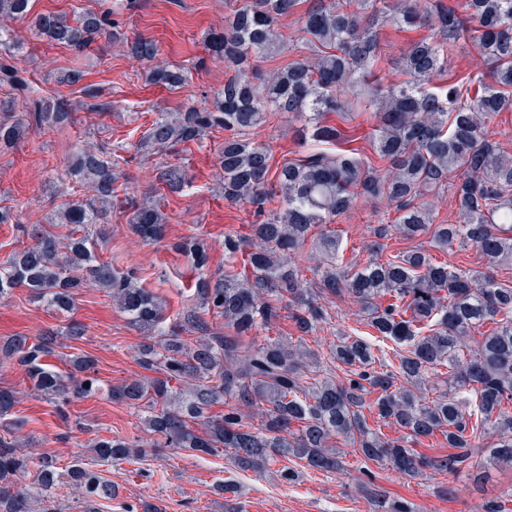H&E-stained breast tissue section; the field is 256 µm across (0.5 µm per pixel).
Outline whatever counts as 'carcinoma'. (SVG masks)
<instances>
[{
  "mask_svg": "<svg viewBox=\"0 0 512 512\" xmlns=\"http://www.w3.org/2000/svg\"><path fill=\"white\" fill-rule=\"evenodd\" d=\"M305 0H240L224 32L205 38L206 49L224 59L229 76L208 107L188 106L161 112L140 141L144 149H174L224 132L218 165L224 200L252 207L249 235L224 233V262L217 277L208 273L209 252L196 238H182L168 248L184 254L195 271V304L166 324L162 302L139 285L136 273L120 272L95 251L94 227L107 224L119 202L127 207L129 226L144 241L165 238L166 215L160 205L139 202L118 183L116 156L86 145L74 147L73 162L61 181L73 180V192L53 210L50 224L23 228L33 245L0 264V303L18 288L62 314L74 309L77 291L95 287L110 294L119 312L143 329L137 347L141 367L157 374L126 380L107 389L143 416L158 440L140 443L125 437H97L88 447L96 465L138 463L155 458L160 448H179L212 456L228 450L239 472L260 474L283 459L279 476L299 480L302 470L341 473L342 442L363 464L376 463L415 477L425 468L457 475L482 464H512V283L491 270L512 261V158L491 142L488 122L512 110V0H464L466 16L442 0L422 12L416 0H313L301 16L300 48L305 53L273 73L257 60L285 50L279 21ZM30 0H0V19L30 18L40 39L83 52L103 34L121 37L116 11L86 12L75 20L61 14L30 15ZM429 27L433 37L410 43L397 59L399 83L379 77L376 25ZM472 24L471 38L493 64L491 81L457 78L448 68V50ZM125 41V40H123ZM127 52L144 61L158 55L154 42L133 38ZM24 45L4 38L0 27V87L27 95L28 117L0 116V150L17 143L29 127L56 130L73 121L74 108L52 95L32 93L18 64ZM180 67L157 66L151 81L169 89L186 84ZM82 105L110 108L95 84L82 87ZM376 107L382 124L373 150L386 169L357 157L352 149L334 156L309 154L273 166L269 147L250 131L275 114L304 122L311 137L341 143L342 131L322 121L329 113L349 115ZM158 183L172 193L182 190L181 169L167 166ZM448 189L460 222L435 223L424 195ZM124 197H119V193ZM385 199L398 212L397 224H379L374 235L395 230L406 239L430 234L434 248H476L485 270L450 266L414 247L397 255L378 253L362 266L339 264L340 238L330 224L349 213L358 197ZM280 201L275 206L273 202ZM323 260L308 279L288 263V254L307 245ZM243 256L242 270L235 260ZM356 298L374 338L396 345L394 361L379 356L380 346L360 336L341 335L321 351L304 345L305 336L327 321L321 300ZM288 311L296 337L267 336ZM224 320L214 327L207 316ZM86 327L68 320L63 330L0 339V366L17 363L27 370L34 394L61 408L101 391L95 359L69 358L70 369L57 372L47 363L57 336L79 341ZM341 368L343 376L327 373ZM447 369L444 389L431 392L430 372ZM17 398L0 390V425L18 430L24 420L12 417ZM222 404L224 413L212 408ZM391 424L404 436L390 439L370 426L367 413ZM261 424H252L254 416ZM442 435L452 453L430 457L414 449ZM493 442L486 444L487 435ZM303 462L297 469L295 461ZM92 464V465H94ZM77 458L66 467L51 456L19 452L14 438L0 436V512H32L59 486L88 502L119 497L118 487ZM31 475L27 485L20 483ZM367 496L383 494L374 483ZM225 512H237L241 489L232 479L216 485ZM384 501V500H382ZM385 512H415L405 499L384 501Z\"/></svg>",
  "mask_w": 512,
  "mask_h": 512,
  "instance_id": "1",
  "label": "carcinoma"
}]
</instances>
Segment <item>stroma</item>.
Here are the masks:
<instances>
[{
	"label": "stroma",
	"mask_w": 512,
	"mask_h": 512,
	"mask_svg": "<svg viewBox=\"0 0 512 512\" xmlns=\"http://www.w3.org/2000/svg\"><path fill=\"white\" fill-rule=\"evenodd\" d=\"M237 0H128L120 9L123 29L128 36L148 38L157 44V63L181 65L189 69L187 84L170 90L150 80L147 64L129 58L120 42L98 39L89 50L76 53L61 45L30 36L28 20L12 22L15 37L25 42L28 77L42 93L63 97L77 105L76 121L55 131L30 129L14 148L0 151V206L17 213L13 224H0V263L32 240L23 235L25 225L41 224L61 202L63 174L76 143L97 147L123 143L120 165L121 182L131 186L138 200L160 202L168 216V241L195 236L207 245L211 271H224V233L245 232L253 216L249 206L225 201L217 167V148L224 140L215 133L198 144L185 146L172 156L166 152L140 150L138 142L153 118L160 112H178L182 108L210 105L214 92L223 87L228 72L223 59L213 57L204 47L208 33L223 31L227 17ZM382 57V74L399 80L394 67L402 49L420 38V31H402L382 23L377 27ZM71 70L83 73L82 83L63 82ZM99 86L105 98L113 100L109 112L82 109L83 84ZM328 123L337 126L356 148L359 156L374 160L371 140L381 123L376 112L355 117L329 115ZM300 124L279 114L253 132L255 140L267 143L274 162L294 161L320 151L336 154L333 144L319 145L299 132ZM175 165L182 169L185 186L171 194L158 188L156 169ZM397 214L387 202L358 200L345 216L336 219L341 232L342 261L366 262L365 246L372 239L378 222L393 223ZM103 258L120 271H136L165 307L169 318H176L194 302V278L187 259L164 244L149 245L128 225V216L114 210L106 237L100 245ZM329 317L315 333L307 336L310 348L335 342L337 332L367 336L359 304L352 296L324 300ZM87 333L81 341H63L49 362L62 368L69 355L86 352L97 360V375L105 390L123 381L144 377L136 357V345L142 331L130 325L108 295L96 288L79 291L72 314ZM64 322L43 303L34 301L27 289H18L0 304V337L36 336ZM0 389L10 390L18 398L16 416L26 421L17 433L35 456L50 455L67 464L87 458L91 439L121 435L150 440L136 410L112 400L103 391L72 402L67 418H60L54 404L37 398L24 367L11 364L0 367ZM344 473L327 474L305 471L293 484L282 482L276 467L254 474L232 470L227 456H196L184 450H165L163 456L148 464L106 465L102 475L118 484V499L104 503L101 512H122L123 503H147L158 512H224V501L212 492L213 484L224 478L238 481L242 487L244 512H373L360 489L364 476L353 455L345 457ZM374 483L387 498H405L419 512H485L489 503L512 496V468L489 464L459 476L432 470L409 478L371 465Z\"/></svg>",
	"instance_id": "obj_1"
}]
</instances>
